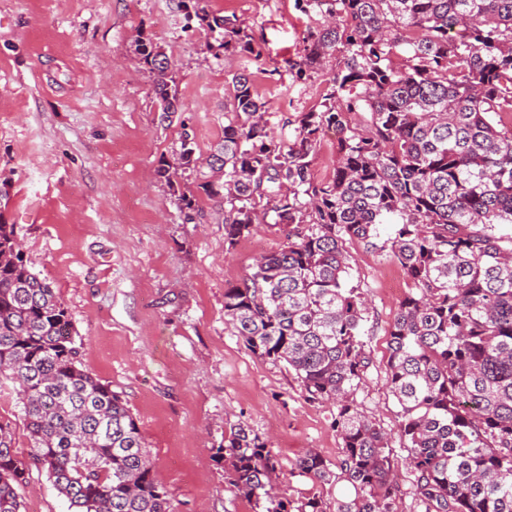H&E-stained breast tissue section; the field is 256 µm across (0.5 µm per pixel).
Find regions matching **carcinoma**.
Wrapping results in <instances>:
<instances>
[{
  "instance_id": "cac0c4a2",
  "label": "carcinoma",
  "mask_w": 512,
  "mask_h": 512,
  "mask_svg": "<svg viewBox=\"0 0 512 512\" xmlns=\"http://www.w3.org/2000/svg\"><path fill=\"white\" fill-rule=\"evenodd\" d=\"M193 3L217 59L261 52L235 16ZM311 21L296 78L336 55L322 101L298 116L293 140L267 132L251 73H232L224 136L201 170L183 130L161 165L185 219L202 211L178 177L224 211L233 244L268 216L287 242L224 289V317L253 353L284 362L308 397L336 406V470L307 451L295 463L315 482H348L336 512H397L389 438L350 399L370 364L367 303L346 241L397 261L409 280L388 330L389 392L424 512H512V0H298ZM135 53L156 75L163 120L182 104L165 55ZM337 135L336 169L318 182L321 135ZM393 224L382 237L379 225ZM72 319L32 272L15 225L0 224V375L17 389L34 460L70 512H170L127 404L81 362ZM215 458L255 512H327L313 495L295 509L274 487L278 460L240 425ZM29 469L0 425V512H22Z\"/></svg>"
}]
</instances>
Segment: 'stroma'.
<instances>
[{
	"instance_id": "35a3bbf8",
	"label": "stroma",
	"mask_w": 512,
	"mask_h": 512,
	"mask_svg": "<svg viewBox=\"0 0 512 512\" xmlns=\"http://www.w3.org/2000/svg\"><path fill=\"white\" fill-rule=\"evenodd\" d=\"M210 5L237 16L262 48L259 62L214 58L180 0H0V223L15 225L30 269L59 293L84 367L136 418L172 512H254L214 459L238 425L270 446L289 500L315 494L332 510L350 487L313 482L295 462L311 449L338 461L334 407L309 400L291 369L253 354L224 319L225 288L278 250L286 227L269 219L228 244L223 214L206 201L185 222L157 169L174 160L186 125L208 156L224 135L231 75L244 67L266 103L270 135L293 139L291 120L320 101L336 60L301 81L289 73L310 25L296 0ZM140 38L168 57L184 122L160 120L154 75L133 52ZM345 247L350 283L369 300L371 363L353 398L391 437L398 512H423L386 386L387 330L409 279L384 254ZM0 424L28 459L16 392L2 377ZM22 498L23 512H68L35 464Z\"/></svg>"
}]
</instances>
